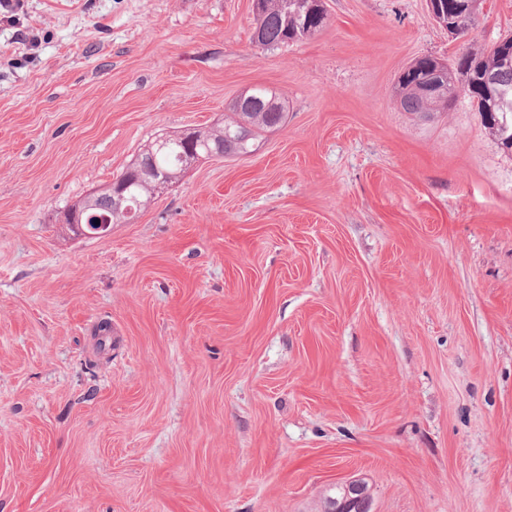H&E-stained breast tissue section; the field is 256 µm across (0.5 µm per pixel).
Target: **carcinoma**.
Listing matches in <instances>:
<instances>
[{
	"label": "carcinoma",
	"instance_id": "obj_1",
	"mask_svg": "<svg viewBox=\"0 0 512 512\" xmlns=\"http://www.w3.org/2000/svg\"><path fill=\"white\" fill-rule=\"evenodd\" d=\"M314 0H264L262 12L254 16L253 40L266 48L308 39L325 25V6L311 7ZM449 25L453 29L468 33L478 23V16L456 7V0H447ZM494 78L496 120L487 123L498 144L512 150V65L504 64L500 50L491 46L478 54L469 51L442 62L432 56L414 59L398 78L400 106L405 112L429 118L442 104L427 92L429 80L448 77V101L452 102L461 93L458 85L481 76ZM250 99L233 107V117L224 124L208 129L194 130L195 138L187 137V131L165 136L164 146L154 148L152 165L178 179L184 171L183 156L195 150L208 160L206 146L220 143L219 158H232L252 152L264 135L285 122L286 106L272 90L256 86L249 91ZM152 202L151 183L141 180L133 184L126 193L124 210L115 213L106 204L92 207L84 214L90 218L89 233L99 235L111 224H128L135 220Z\"/></svg>",
	"mask_w": 512,
	"mask_h": 512
}]
</instances>
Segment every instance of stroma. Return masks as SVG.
<instances>
[{"mask_svg": "<svg viewBox=\"0 0 512 512\" xmlns=\"http://www.w3.org/2000/svg\"><path fill=\"white\" fill-rule=\"evenodd\" d=\"M252 42V0H24L0 15V512H512V152L464 97L422 119L427 0H325ZM286 102L250 155L140 213L59 214L163 132ZM109 324L112 344L100 347ZM259 15L254 13L253 40L266 48L308 39L325 25L327 14L323 0H262ZM320 7L311 8L312 2ZM343 491L336 488V496L327 497L324 502V507L329 505V502L333 499L340 500L343 495V499L337 508H330L331 512H366L370 511V499L368 498V492L362 482L359 480H351L336 484Z\"/></svg>", "mask_w": 512, "mask_h": 512, "instance_id": "35a3bbf8", "label": "stroma"}]
</instances>
